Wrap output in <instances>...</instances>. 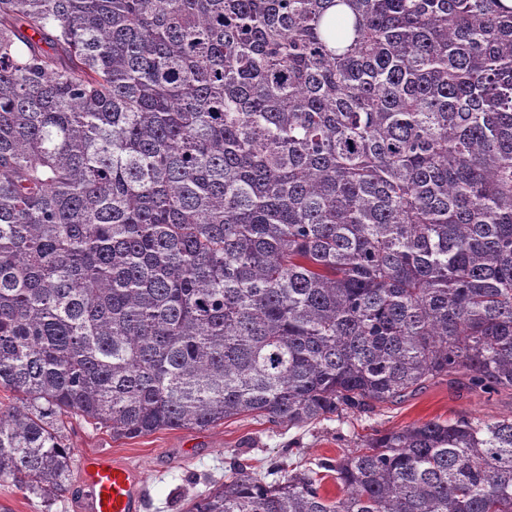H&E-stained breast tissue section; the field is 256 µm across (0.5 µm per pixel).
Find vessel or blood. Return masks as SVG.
I'll list each match as a JSON object with an SVG mask.
<instances>
[{
    "label": "vessel or blood",
    "instance_id": "obj_1",
    "mask_svg": "<svg viewBox=\"0 0 512 512\" xmlns=\"http://www.w3.org/2000/svg\"><path fill=\"white\" fill-rule=\"evenodd\" d=\"M82 477L90 490L88 512H138L140 478L131 467L106 455H89Z\"/></svg>",
    "mask_w": 512,
    "mask_h": 512
}]
</instances>
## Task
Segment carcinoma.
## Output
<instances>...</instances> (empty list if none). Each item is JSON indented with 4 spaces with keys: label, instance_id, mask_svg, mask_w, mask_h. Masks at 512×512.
I'll list each match as a JSON object with an SVG mask.
<instances>
[{
    "label": "carcinoma",
    "instance_id": "carcinoma-1",
    "mask_svg": "<svg viewBox=\"0 0 512 512\" xmlns=\"http://www.w3.org/2000/svg\"><path fill=\"white\" fill-rule=\"evenodd\" d=\"M512 390L503 0H0V480L114 438ZM186 512H512V416Z\"/></svg>",
    "mask_w": 512,
    "mask_h": 512
}]
</instances>
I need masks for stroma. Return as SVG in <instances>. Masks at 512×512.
Segmentation results:
<instances>
[{
  "mask_svg": "<svg viewBox=\"0 0 512 512\" xmlns=\"http://www.w3.org/2000/svg\"><path fill=\"white\" fill-rule=\"evenodd\" d=\"M512 415V391L487 394L464 381H439L399 404L375 412L330 417L304 426L276 427L250 415L228 418L206 429L162 430L133 439L83 420L67 421L64 435L73 450L68 489L44 499L0 480V504L10 512H82L88 493L82 480L86 454L104 453L135 468L141 476L139 512H185L191 498L223 480L239 462L267 480L278 479L273 464L313 467L336 460L377 430H396L433 419L495 420Z\"/></svg>",
  "mask_w": 512,
  "mask_h": 512,
  "instance_id": "obj_1",
  "label": "stroma"
}]
</instances>
